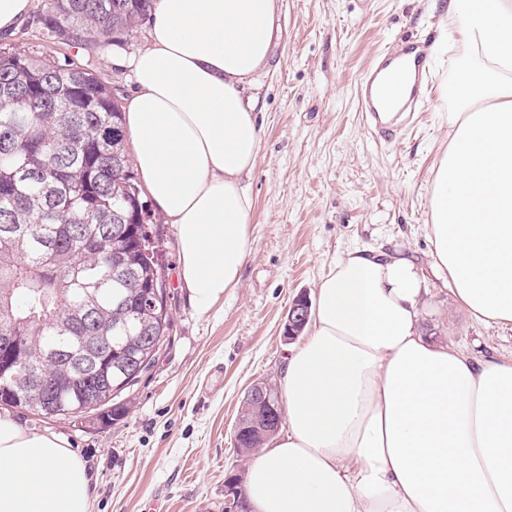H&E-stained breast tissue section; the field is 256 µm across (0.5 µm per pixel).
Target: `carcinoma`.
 <instances>
[{"label":"carcinoma","instance_id":"cac0c4a2","mask_svg":"<svg viewBox=\"0 0 512 512\" xmlns=\"http://www.w3.org/2000/svg\"><path fill=\"white\" fill-rule=\"evenodd\" d=\"M32 19L53 42L121 47L155 0H46ZM155 216L125 151L124 112L108 84L74 59L34 57L0 44V328L22 337L31 374L52 389V409L34 391L19 407L66 421L107 424L128 412L112 386L153 366L169 341L163 262L149 230ZM105 336L98 358L110 383L88 398L76 367L50 350L76 351ZM265 446L243 414L238 451Z\"/></svg>","mask_w":512,"mask_h":512}]
</instances>
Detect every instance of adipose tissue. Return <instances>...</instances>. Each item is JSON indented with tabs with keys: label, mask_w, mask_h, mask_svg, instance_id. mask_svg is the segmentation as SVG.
Segmentation results:
<instances>
[{
	"label": "adipose tissue",
	"mask_w": 512,
	"mask_h": 512,
	"mask_svg": "<svg viewBox=\"0 0 512 512\" xmlns=\"http://www.w3.org/2000/svg\"><path fill=\"white\" fill-rule=\"evenodd\" d=\"M277 0H156L132 60L125 129L142 185L178 229L199 311L238 288L261 129L243 85L264 68ZM463 46L428 235L474 319L512 326V0H448ZM424 275L350 249L318 286L312 333L281 373L285 430L253 460L254 512H512V361L418 329ZM85 462L0 418V512H89Z\"/></svg>",
	"instance_id": "1"
}]
</instances>
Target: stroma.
Listing matches in <instances>:
<instances>
[{
    "label": "stroma",
    "mask_w": 512,
    "mask_h": 512,
    "mask_svg": "<svg viewBox=\"0 0 512 512\" xmlns=\"http://www.w3.org/2000/svg\"><path fill=\"white\" fill-rule=\"evenodd\" d=\"M448 0H279L270 63L247 86L258 101L259 159L248 181L254 200L251 250L240 285L199 312L178 278L177 229L158 219L170 343L122 398L120 420L52 421L0 407L26 429L65 439L87 462L90 512H224V481L251 459L234 446L244 394L278 384L297 348L283 324L299 294L351 248L412 254L426 277L421 334L476 359L512 360V329L475 321L432 267L428 226L432 172L448 146L452 100L444 93L461 53ZM401 35L427 36L433 93L394 142L363 125L357 79ZM9 42L34 55L78 59L128 98L125 61L148 44L139 26L127 45H52L40 29L15 25Z\"/></svg>",
    "instance_id": "stroma-1"
}]
</instances>
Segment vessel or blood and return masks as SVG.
Returning a JSON list of instances; mask_svg holds the SVG:
<instances>
[{
    "instance_id": "1",
    "label": "vessel or blood",
    "mask_w": 512,
    "mask_h": 512,
    "mask_svg": "<svg viewBox=\"0 0 512 512\" xmlns=\"http://www.w3.org/2000/svg\"><path fill=\"white\" fill-rule=\"evenodd\" d=\"M426 42L414 36H402L375 57L359 81L362 117L372 134L392 141L397 129L413 118L419 104L432 89L426 68ZM408 69L409 82L394 83L387 74L392 63Z\"/></svg>"
}]
</instances>
